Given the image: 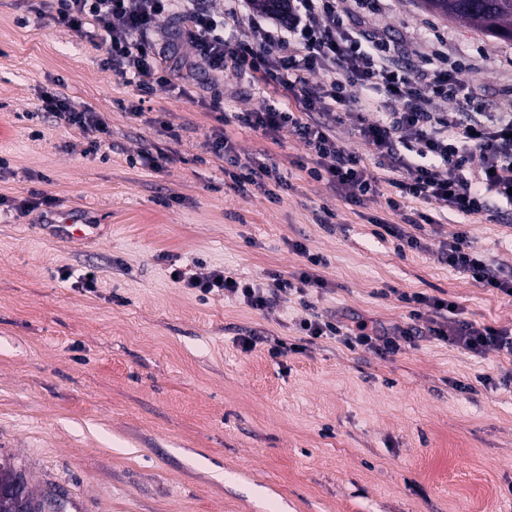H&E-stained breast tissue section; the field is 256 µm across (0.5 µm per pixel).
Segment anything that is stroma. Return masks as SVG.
Masks as SVG:
<instances>
[{
  "label": "stroma",
  "mask_w": 512,
  "mask_h": 512,
  "mask_svg": "<svg viewBox=\"0 0 512 512\" xmlns=\"http://www.w3.org/2000/svg\"><path fill=\"white\" fill-rule=\"evenodd\" d=\"M39 0H0V197L56 199L0 214V457L66 512H512V357L424 339L381 357L333 338L274 359L300 321L343 316L427 329L405 293L456 303L466 320L512 332V297L441 260L450 233L493 268L512 270V214L466 217L424 205L431 224L402 223L377 196L355 206L311 180L289 133L266 137L228 113L266 99L234 75L192 72L190 43L171 83L139 95L88 38L39 17ZM349 29L391 41L425 70L446 58L486 101L512 113V41L425 9L420 0H336ZM60 92L106 123V156L83 133L34 119ZM143 101L139 115L128 111ZM223 129L240 158L263 155L283 180L238 192L208 140ZM170 162L152 171L143 152ZM333 223H320L323 211ZM417 235L400 249L378 221ZM315 268L326 280L282 293L262 312L175 282L216 268L264 283ZM69 270L70 279L59 276ZM95 272L96 288L78 278ZM263 336L244 350L239 339Z\"/></svg>",
  "instance_id": "stroma-1"
}]
</instances>
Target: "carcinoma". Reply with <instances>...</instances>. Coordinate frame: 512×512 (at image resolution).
Wrapping results in <instances>:
<instances>
[{"label": "carcinoma", "instance_id": "obj_1", "mask_svg": "<svg viewBox=\"0 0 512 512\" xmlns=\"http://www.w3.org/2000/svg\"><path fill=\"white\" fill-rule=\"evenodd\" d=\"M426 7L445 17L465 22L492 37L512 41V0H423ZM19 471L0 458V512L12 502Z\"/></svg>", "mask_w": 512, "mask_h": 512}]
</instances>
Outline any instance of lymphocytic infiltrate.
I'll return each instance as SVG.
<instances>
[{
    "label": "lymphocytic infiltrate",
    "instance_id": "1",
    "mask_svg": "<svg viewBox=\"0 0 512 512\" xmlns=\"http://www.w3.org/2000/svg\"><path fill=\"white\" fill-rule=\"evenodd\" d=\"M54 2L55 21L99 41L106 65L145 93L169 81L167 53L153 39L156 25L164 17H181L195 56L208 72L220 75L233 69L275 95L272 103L257 110L231 115L225 113L223 101L214 100L211 110L217 122L236 121L266 135L293 134L308 150L299 168L312 180L327 181L352 204L389 186L388 208L415 227L428 217L410 208L413 200L436 201L466 216L486 214L492 194L512 206V114H485L456 70L439 68L424 79L412 76L396 63L389 46L369 32L344 31L336 0H288L287 9L270 10L267 20H251L250 37L232 42L224 35V21L243 18L246 0H224L219 8L215 0ZM368 88L383 92L382 104L362 99V90ZM435 98L452 100L453 110L434 111L430 102ZM41 108L88 133L83 153L98 154L108 128L96 112L61 93L44 96ZM370 111L375 119H367ZM340 129L371 149L373 163L342 143L336 135ZM209 145L216 158L228 162L224 175L234 188L276 176V168L264 159H239L223 132H213ZM442 259L483 287L512 296V272L492 268L470 247L466 231L452 234ZM310 263V269L290 279L272 275L266 289L221 269L190 278L180 271L176 278L201 294L227 293L261 311L278 293L324 287L315 272L322 258L312 257ZM404 300L447 312L446 321L430 327V338L477 355L490 350L512 355L511 333L459 319L455 303L420 293L405 295ZM299 330L312 339L333 336L348 348L371 349L383 356L398 353L416 339L407 330L391 332L365 323L306 320Z\"/></svg>",
    "mask_w": 512,
    "mask_h": 512
}]
</instances>
